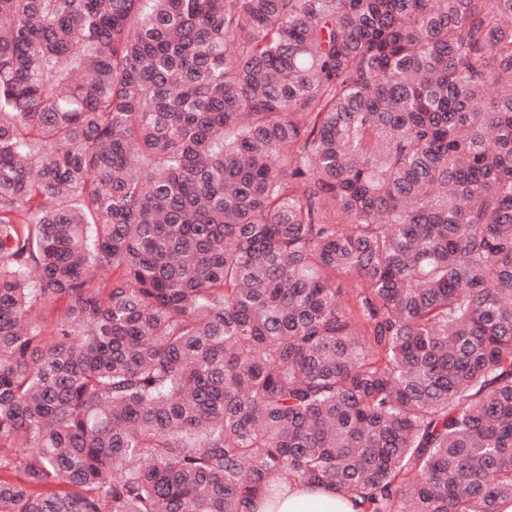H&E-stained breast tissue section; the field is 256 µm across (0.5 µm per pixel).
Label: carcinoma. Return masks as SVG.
Instances as JSON below:
<instances>
[{
  "instance_id": "obj_1",
  "label": "carcinoma",
  "mask_w": 512,
  "mask_h": 512,
  "mask_svg": "<svg viewBox=\"0 0 512 512\" xmlns=\"http://www.w3.org/2000/svg\"><path fill=\"white\" fill-rule=\"evenodd\" d=\"M14 470L0 512L512 501V0H0ZM258 512H354L350 501L336 496L327 488L294 486L278 503L276 510L260 508Z\"/></svg>"
}]
</instances>
